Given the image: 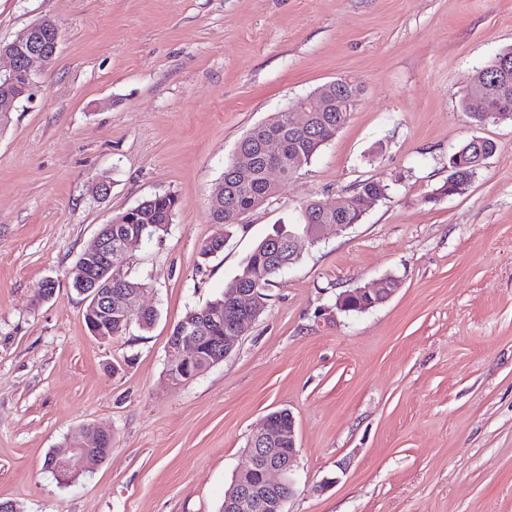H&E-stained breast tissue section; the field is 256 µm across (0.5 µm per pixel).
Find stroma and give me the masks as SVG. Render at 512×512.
Masks as SVG:
<instances>
[{
	"instance_id": "1",
	"label": "stroma",
	"mask_w": 512,
	"mask_h": 512,
	"mask_svg": "<svg viewBox=\"0 0 512 512\" xmlns=\"http://www.w3.org/2000/svg\"><path fill=\"white\" fill-rule=\"evenodd\" d=\"M45 16L56 59L0 130V501L222 512L260 419L287 409L284 512H512V120L479 124L462 106L475 70L512 48V0H0V43ZM339 78L362 87L344 127L201 259L238 141ZM475 136L497 153L464 194L436 196ZM373 178L388 197L301 244L231 354L172 384L186 310L303 203ZM166 193L179 200L167 233L121 258L159 318L99 342L71 286L77 257ZM389 276L387 302L337 310ZM86 424L111 432L110 456L55 479L46 457Z\"/></svg>"
}]
</instances>
